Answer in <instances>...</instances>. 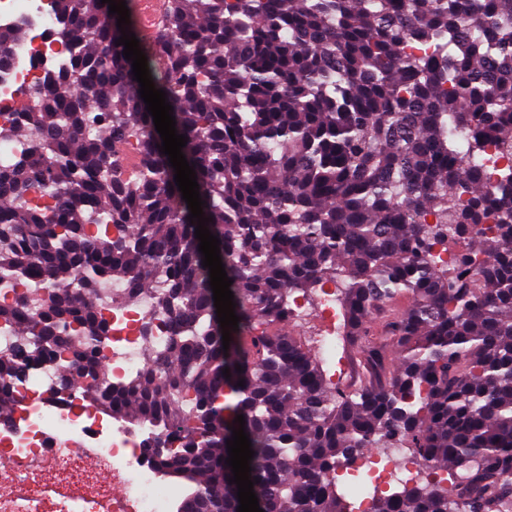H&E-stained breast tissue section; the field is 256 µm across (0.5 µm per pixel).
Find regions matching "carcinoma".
Returning a JSON list of instances; mask_svg holds the SVG:
<instances>
[{
  "mask_svg": "<svg viewBox=\"0 0 512 512\" xmlns=\"http://www.w3.org/2000/svg\"><path fill=\"white\" fill-rule=\"evenodd\" d=\"M53 2L66 56L0 126L24 147L0 171V285L44 289L35 312L22 294L0 301L18 341L0 353V420L27 371L53 365L52 394L88 374L83 404L154 431L144 451L190 484L184 512H237L239 415L264 512H347L330 476L379 448L453 482L379 496L373 512H512V0H170L174 43L139 48L233 280L227 350L118 15ZM23 37L0 28V70ZM458 135L470 157L494 152L495 182ZM112 278L126 285L113 304L156 292L173 327L160 346L144 329L145 369L116 384L97 361L112 316L91 300ZM328 284L368 372L349 391L283 330L288 297Z\"/></svg>",
  "mask_w": 512,
  "mask_h": 512,
  "instance_id": "cac0c4a2",
  "label": "carcinoma"
}]
</instances>
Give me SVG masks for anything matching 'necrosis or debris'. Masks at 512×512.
<instances>
[{"mask_svg": "<svg viewBox=\"0 0 512 512\" xmlns=\"http://www.w3.org/2000/svg\"><path fill=\"white\" fill-rule=\"evenodd\" d=\"M0 27L23 29L22 42L13 46L9 68L0 74V124L12 118L19 96L42 83L62 57L66 33L51 11L50 0H0ZM295 315L316 314L320 327L315 342L329 362H336V293L325 289L315 308L292 304ZM112 308V338L100 348L99 361L113 380L127 381L144 368L141 328L147 322L165 327L154 295ZM54 366L29 371L16 392L22 401L12 423L0 430V483L16 487L0 491V512H170L175 490L145 457L148 428L117 424L100 413L82 408L78 397L55 400ZM422 466L406 458L403 449H385L383 456H363L344 464L337 476L362 478L360 512H370L371 488L415 479ZM107 470L122 494L95 487V476Z\"/></svg>", "mask_w": 512, "mask_h": 512, "instance_id": "obj_1", "label": "necrosis or debris"}]
</instances>
